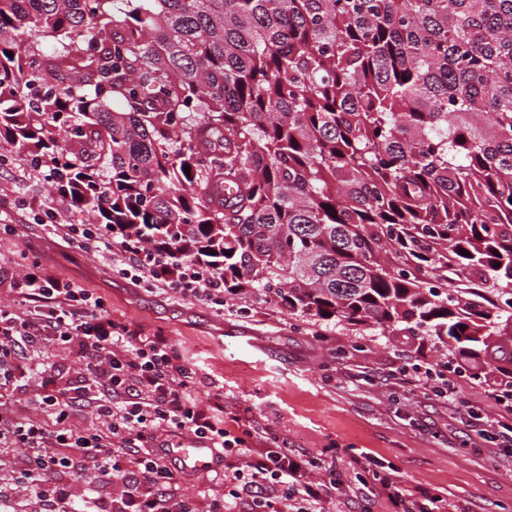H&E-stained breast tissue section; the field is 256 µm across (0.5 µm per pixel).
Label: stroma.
Instances as JSON below:
<instances>
[{
	"instance_id": "1",
	"label": "stroma",
	"mask_w": 512,
	"mask_h": 512,
	"mask_svg": "<svg viewBox=\"0 0 512 512\" xmlns=\"http://www.w3.org/2000/svg\"><path fill=\"white\" fill-rule=\"evenodd\" d=\"M47 197L34 185L24 200L0 202V225L18 228L0 235V250L35 242L59 279L90 289L114 319L169 336L204 385L223 386L225 417L268 433L289 455L335 464L340 512H395L377 480L384 473L456 512H512V447L482 426L498 412L494 375L449 371L473 409L458 413L410 381L413 364L442 358L429 337L299 318L249 293L226 297L220 313L174 297L64 233L48 235L33 219ZM362 453L370 468L356 465Z\"/></svg>"
}]
</instances>
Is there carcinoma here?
Instances as JSON below:
<instances>
[{
  "instance_id": "1",
  "label": "carcinoma",
  "mask_w": 512,
  "mask_h": 512,
  "mask_svg": "<svg viewBox=\"0 0 512 512\" xmlns=\"http://www.w3.org/2000/svg\"><path fill=\"white\" fill-rule=\"evenodd\" d=\"M0 150L226 293L512 358V0H0Z\"/></svg>"
}]
</instances>
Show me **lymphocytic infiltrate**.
I'll list each match as a JSON object with an SVG mask.
<instances>
[{"instance_id": "f902f5d3", "label": "lymphocytic infiltrate", "mask_w": 512, "mask_h": 512, "mask_svg": "<svg viewBox=\"0 0 512 512\" xmlns=\"http://www.w3.org/2000/svg\"><path fill=\"white\" fill-rule=\"evenodd\" d=\"M86 251L139 272L166 292L216 310L224 308V277L192 259L172 262L149 243L113 239L92 222L67 227ZM15 305L0 308V371L37 381L35 412L18 415L0 403V454H23L0 475V502L21 496L28 512H77L79 489L70 477L92 455L101 486L87 512H236L242 493L253 512H323L336 489V470L290 458L283 449H260L251 430L224 426V391L197 395V371L168 337L145 336L113 319L86 289L57 279L39 261H12L5 273ZM58 345L74 353L90 382L59 389L46 370L19 347ZM98 425L84 428L81 412ZM173 438H193L218 455L234 457L204 498L179 494L182 464L168 455Z\"/></svg>"}]
</instances>
